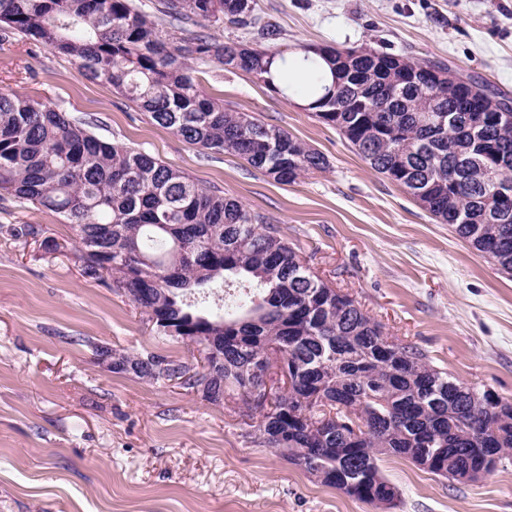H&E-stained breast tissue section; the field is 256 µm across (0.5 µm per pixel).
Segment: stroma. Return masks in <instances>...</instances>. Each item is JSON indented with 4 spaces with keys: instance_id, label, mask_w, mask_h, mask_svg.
I'll return each mask as SVG.
<instances>
[{
    "instance_id": "35a3bbf8",
    "label": "stroma",
    "mask_w": 512,
    "mask_h": 512,
    "mask_svg": "<svg viewBox=\"0 0 512 512\" xmlns=\"http://www.w3.org/2000/svg\"><path fill=\"white\" fill-rule=\"evenodd\" d=\"M218 42L328 45L443 63L512 98V0H255L252 23L203 22ZM208 96L325 155L329 166L282 184L234 154H204L151 123L77 62L15 33L0 42V92L87 121L199 185L264 215L313 271L351 295L386 336L413 345L467 386L512 403V276L370 168L335 128L251 76L196 65ZM33 225L40 236L16 235ZM59 248L43 250V238ZM70 225L0 197V512H512V458L472 481L381 456L391 507L322 485L246 437L247 408L174 383L111 373L96 349L194 362L158 338L117 287L81 275Z\"/></svg>"
}]
</instances>
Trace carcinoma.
Here are the masks:
<instances>
[{"label": "carcinoma", "instance_id": "1", "mask_svg": "<svg viewBox=\"0 0 512 512\" xmlns=\"http://www.w3.org/2000/svg\"><path fill=\"white\" fill-rule=\"evenodd\" d=\"M253 0H159L161 18L134 0H0V29L16 31L77 61L152 122L214 154L234 153L283 184L323 171L324 155L285 130L207 96L194 63L242 71L286 97L271 66L288 63L257 44L219 43L189 31L171 46L159 21L247 26ZM306 105L338 130L370 167L404 187L437 221L512 275V99L462 78L453 91L430 85L428 64L377 52L302 47ZM492 92L508 110L485 112ZM372 105L362 112L358 102ZM498 173V182L486 172ZM0 191L56 214L75 232L85 279L112 277L156 332L202 354L211 340L224 362L206 374L161 356L154 371L124 355L151 383L202 386L203 398L242 396L260 416L258 440L324 485L377 505L398 491L382 455L442 477L491 470L512 456V404L491 403L398 343L350 295L321 279L297 251L239 200L198 186L135 148L90 133L33 98L0 93ZM277 352L284 387L252 406Z\"/></svg>", "mask_w": 512, "mask_h": 512}]
</instances>
